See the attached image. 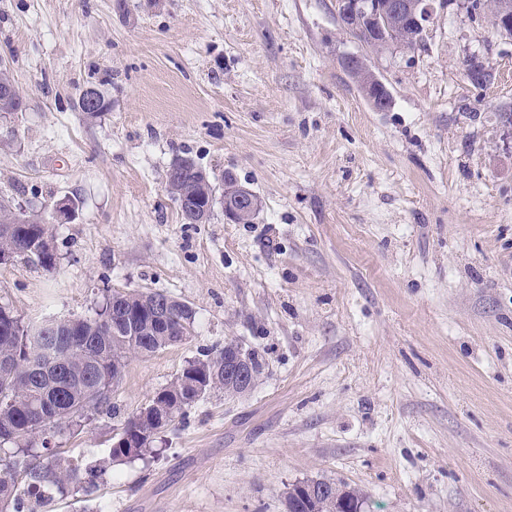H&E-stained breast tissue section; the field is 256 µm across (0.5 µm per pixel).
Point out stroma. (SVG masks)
<instances>
[{
	"label": "stroma",
	"mask_w": 512,
	"mask_h": 512,
	"mask_svg": "<svg viewBox=\"0 0 512 512\" xmlns=\"http://www.w3.org/2000/svg\"><path fill=\"white\" fill-rule=\"evenodd\" d=\"M467 6L436 0L420 45L373 59L377 112L335 0H0L24 92L0 117V195L75 204L55 268L0 264V305L29 326L92 316L109 290L196 310L53 453L104 456L200 349L266 362L98 474L90 512H285L312 480L361 490L365 512H512V38ZM89 86L112 102L96 118L74 107ZM186 155L259 197L252 223L220 205L182 222L164 183ZM343 64L353 76L356 75L357 77L365 71L370 74L372 84H376V93L374 95H367L366 99L375 111H386L389 108L390 94L384 82L369 64V60L365 59V57H352L347 58Z\"/></svg>",
	"instance_id": "obj_1"
}]
</instances>
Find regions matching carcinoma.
<instances>
[{"label": "carcinoma", "instance_id": "cac0c4a2", "mask_svg": "<svg viewBox=\"0 0 512 512\" xmlns=\"http://www.w3.org/2000/svg\"><path fill=\"white\" fill-rule=\"evenodd\" d=\"M166 192L177 202L184 199L199 209H214L216 184L192 157L175 159L166 173ZM42 247L55 243L53 224L38 211L22 213L11 201L0 197V264L25 257L35 241ZM171 296L145 290L127 299L115 291L105 296L93 317L73 323L48 320L37 327L26 326L13 311L0 306V357L12 361L0 366V442L15 445L12 460L0 463V512H36L54 495L80 493L93 496L94 478L105 465L131 458L127 448H110L104 464L83 465L51 454L58 427L54 416L76 419L110 416L112 393L120 384L133 356L154 354L172 345L168 327L155 319V306ZM172 315L187 333H192L196 311L174 301ZM224 391V348L211 347L172 383V388L150 400L146 419L128 417L125 427L131 438L154 430H165L187 411L161 422V416L196 393ZM318 499L326 512L334 508L336 483L314 482ZM288 512H313V503L296 483L285 497Z\"/></svg>", "mask_w": 512, "mask_h": 512}]
</instances>
